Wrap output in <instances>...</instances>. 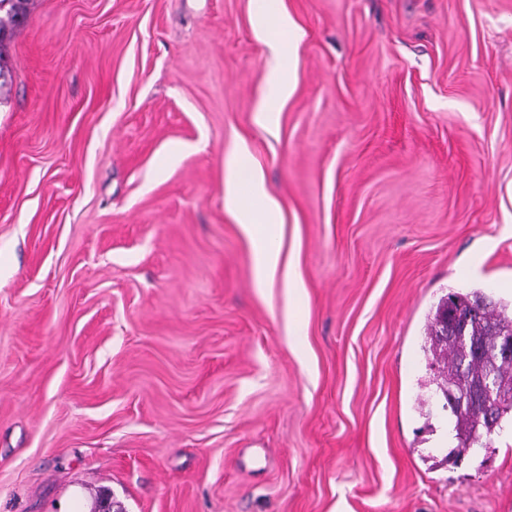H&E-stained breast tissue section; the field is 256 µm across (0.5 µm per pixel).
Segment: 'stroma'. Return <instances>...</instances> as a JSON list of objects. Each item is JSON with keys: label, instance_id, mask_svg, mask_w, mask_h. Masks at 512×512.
Here are the masks:
<instances>
[{"label": "stroma", "instance_id": "obj_1", "mask_svg": "<svg viewBox=\"0 0 512 512\" xmlns=\"http://www.w3.org/2000/svg\"><path fill=\"white\" fill-rule=\"evenodd\" d=\"M0 52V512H512L426 338L512 299V0H30ZM236 168L231 167L226 181V200L236 211L238 221L256 246V274L261 283L274 277L280 264V238L277 225L280 224V205L268 191L261 175L253 174L251 191L262 201L258 211L243 209L236 194Z\"/></svg>", "mask_w": 512, "mask_h": 512}]
</instances>
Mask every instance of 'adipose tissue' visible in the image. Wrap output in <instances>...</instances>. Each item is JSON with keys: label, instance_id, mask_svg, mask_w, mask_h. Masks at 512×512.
Listing matches in <instances>:
<instances>
[{"label": "adipose tissue", "instance_id": "obj_1", "mask_svg": "<svg viewBox=\"0 0 512 512\" xmlns=\"http://www.w3.org/2000/svg\"><path fill=\"white\" fill-rule=\"evenodd\" d=\"M237 178L228 173L226 181V200L237 212L239 223L252 238L256 246V274L260 282H268L274 277L280 264V238L277 230L280 217V205L268 191L262 176H253L251 191L260 199V210L241 208L236 194Z\"/></svg>", "mask_w": 512, "mask_h": 512}]
</instances>
